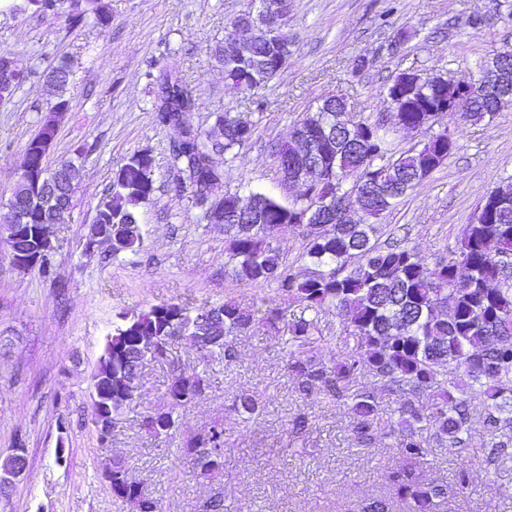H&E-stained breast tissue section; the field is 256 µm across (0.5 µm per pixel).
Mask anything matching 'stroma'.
Segmentation results:
<instances>
[{
    "mask_svg": "<svg viewBox=\"0 0 512 512\" xmlns=\"http://www.w3.org/2000/svg\"><path fill=\"white\" fill-rule=\"evenodd\" d=\"M109 23L72 30L64 19L0 11V50L32 70L8 104L0 106V203L11 197L23 149L40 127L52 99L44 75L68 60L70 108L50 146L55 167L83 148L82 178L65 223L56 225L51 272L13 266L0 229V460L24 447L27 467L0 496V512H119L102 478L109 461L128 462L158 512H199L223 492L227 512H347L351 502L383 496L392 512H409L393 500L389 476L410 468L425 482L448 486L440 512H512V460L490 470V481L460 491L461 469L484 463L480 404L471 408L467 448H433L407 465L392 448L397 426L395 397L372 377L360 383L382 400L373 447L351 440L344 403L301 397L285 371L287 346L264 322L269 308L288 318L302 305L284 300L271 286L241 283L226 268L224 227L211 224L192 202L186 176L173 166L168 131L153 116L151 64L178 67L197 99L186 124L211 128L229 112L252 121L253 139L225 162L213 189L220 196L252 188L280 192L274 154L298 121L326 97L346 95L347 117L381 118L390 112L385 87L398 71L414 68L455 80L478 76L492 50L512 43V0H292L298 35L286 68L248 95L224 82L214 59L224 39L225 18L249 0H102ZM482 19L479 29L469 19ZM415 35L400 41L402 31ZM367 65L352 72L355 58ZM459 148L382 220L379 240L403 236L428 260L446 257L481 200L512 179V106L458 136ZM155 159L157 191L141 215L144 237L137 252L112 256L106 247L86 253L96 206L113 171L133 153ZM234 300L250 311L247 334L232 337V364L211 363L208 387L185 409L179 429L165 441L141 430L148 407L163 404L173 368L198 369L183 342L170 345L168 360L146 366L144 396L116 421L109 438L93 422L91 376L112 321L122 310L175 302L191 307ZM320 353L328 358L355 348L357 336L333 312L318 317ZM252 396L258 410L242 419L233 405ZM306 415L303 440L288 436V422ZM216 423L226 427L228 451L222 473L203 477L176 457L184 443Z\"/></svg>",
    "mask_w": 512,
    "mask_h": 512,
    "instance_id": "1",
    "label": "stroma"
}]
</instances>
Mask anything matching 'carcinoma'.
Returning <instances> with one entry per match:
<instances>
[{
    "instance_id": "cac0c4a2",
    "label": "carcinoma",
    "mask_w": 512,
    "mask_h": 512,
    "mask_svg": "<svg viewBox=\"0 0 512 512\" xmlns=\"http://www.w3.org/2000/svg\"><path fill=\"white\" fill-rule=\"evenodd\" d=\"M4 9L31 10L44 17L63 15L71 28L83 26L91 16L101 24L109 21L100 0H23L21 5L6 3ZM291 12V0H279L269 34L261 37L250 60L235 57L224 42L215 45L213 55L224 63L228 85L247 93L281 72L288 63L281 48L296 41ZM148 77L158 88L156 121L173 132L172 160L190 168L189 180L196 185L193 201L202 203L204 186L223 176L208 157L234 154L252 140L254 124L226 112L217 115L207 131L186 128L180 114L193 110L197 102L178 68L161 67ZM46 78L57 97L47 103L38 133L25 145L23 165L30 168L45 164L61 118L69 110L65 97L69 63L60 61ZM441 98H447V87L419 85L407 97L406 111L397 113L391 124L367 116L354 128H345L336 119L347 98L331 106L323 103L305 114L303 127L315 136L325 133L336 143L333 172L322 183L306 188L301 198L253 189L227 192L219 209L235 279L260 287L273 285L316 315L334 311L359 337L355 350L325 360L314 351L317 319L300 316L290 321L280 309L268 310L269 330L289 337L293 351L286 370L304 395L320 401H350L353 440L368 447L381 405L373 393L365 389L351 393L349 385L359 374H370L399 398L394 445L399 454L414 460L426 459L434 444L458 451L465 448L469 401L477 399L484 408L490 466L512 458V183L489 193L463 229L456 255L447 260L432 263L403 238L386 243L377 238L385 215L459 148L456 139L448 138L445 126L425 145L397 155L390 139L393 127L431 128L446 117L471 126L512 105V97L492 101L477 96L456 111H426ZM354 182L366 185L368 196L355 199L364 220L348 224L342 219L341 192ZM155 183V160L147 151L132 154L116 168L90 227L93 233L99 224L112 225V254L133 253L140 247L139 211L152 200ZM32 194L28 179L21 175L7 206L28 205L27 223L32 225L65 221L64 212L43 213ZM285 227L306 241L298 266L288 264L272 242ZM251 324L248 310L232 300L197 309L165 302L117 313L92 376L93 389L110 393L92 402L101 437L110 433L101 426L104 411L118 418L127 405L141 398L142 370L129 369L130 352L151 339L152 360L159 361L166 358L170 343L180 340L205 364L217 360L230 364L235 351L228 337L246 333ZM450 368L462 372L466 381L448 385L442 376ZM207 387L198 373L173 371L163 405L144 414L141 428L156 440L168 437L180 411ZM422 423L430 431L428 440L422 436ZM224 436V424L216 423L204 435L187 441L180 456L197 473L212 474L224 467ZM103 478L111 481L114 501L129 512H148L153 498L133 478L125 461L112 462ZM392 484L395 498L411 512H436L446 490L443 484L424 483L409 474L394 475ZM389 509L386 500L368 498L354 502L351 512Z\"/></svg>"
}]
</instances>
